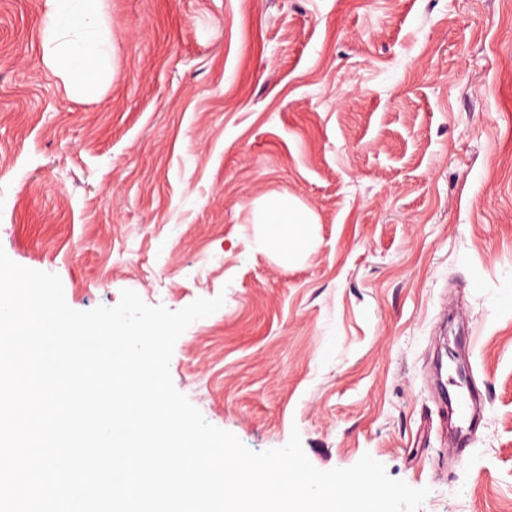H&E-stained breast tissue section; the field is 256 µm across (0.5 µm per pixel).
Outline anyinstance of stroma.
Listing matches in <instances>:
<instances>
[{"label":"stroma","mask_w":512,"mask_h":512,"mask_svg":"<svg viewBox=\"0 0 512 512\" xmlns=\"http://www.w3.org/2000/svg\"><path fill=\"white\" fill-rule=\"evenodd\" d=\"M45 9L0 0V248L77 311L224 296L169 371L249 449L296 430L419 512H512V0H103L95 95ZM282 197L290 255L257 222ZM438 359L482 395L461 453ZM258 219L269 247L284 253L298 249L307 240L313 223L309 211L285 198L265 205Z\"/></svg>","instance_id":"1"}]
</instances>
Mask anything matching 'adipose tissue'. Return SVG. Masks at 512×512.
Returning <instances> with one entry per match:
<instances>
[{
	"label": "adipose tissue",
	"instance_id": "obj_1",
	"mask_svg": "<svg viewBox=\"0 0 512 512\" xmlns=\"http://www.w3.org/2000/svg\"><path fill=\"white\" fill-rule=\"evenodd\" d=\"M46 6L42 27L46 63L64 74L71 91L97 92L112 50L101 0H46ZM259 222L269 247L289 253L307 240L312 216L283 198L265 205Z\"/></svg>",
	"mask_w": 512,
	"mask_h": 512
}]
</instances>
